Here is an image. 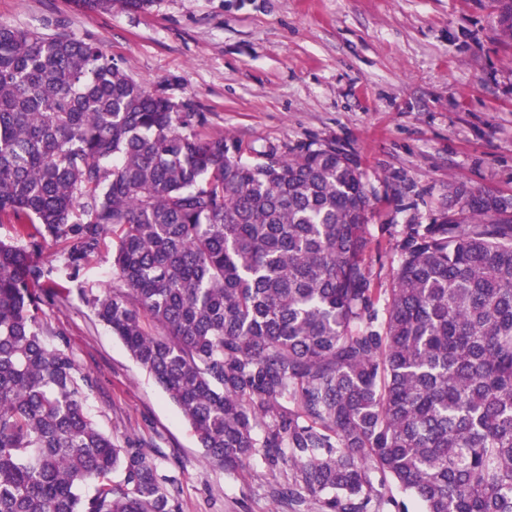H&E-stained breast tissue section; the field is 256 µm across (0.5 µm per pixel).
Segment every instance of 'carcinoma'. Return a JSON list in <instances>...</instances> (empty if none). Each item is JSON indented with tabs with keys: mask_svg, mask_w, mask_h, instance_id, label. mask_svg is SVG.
<instances>
[{
	"mask_svg": "<svg viewBox=\"0 0 512 512\" xmlns=\"http://www.w3.org/2000/svg\"><path fill=\"white\" fill-rule=\"evenodd\" d=\"M203 124L95 43L0 26V221L28 242L0 240V512H175L43 340L48 240L75 273L107 234L122 287L85 301L224 470L286 457L320 512H409L376 479L421 512H512V199L448 183V220L407 225L376 288L355 160L245 162Z\"/></svg>",
	"mask_w": 512,
	"mask_h": 512,
	"instance_id": "1",
	"label": "carcinoma"
}]
</instances>
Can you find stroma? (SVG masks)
Returning <instances> with one entry per match:
<instances>
[{
    "label": "stroma",
    "mask_w": 512,
    "mask_h": 512,
    "mask_svg": "<svg viewBox=\"0 0 512 512\" xmlns=\"http://www.w3.org/2000/svg\"><path fill=\"white\" fill-rule=\"evenodd\" d=\"M495 0H153L87 12L72 0H0V26L99 43L125 72L201 112L202 134L242 158L332 144L352 155L370 199L367 263L386 288L408 224H434L448 185L512 197V43ZM71 244L49 242L47 345L92 383L84 407L114 444L169 479L178 512H318L278 496L283 462L235 472L208 459L181 411L98 322L83 294L112 290V240L69 276Z\"/></svg>",
    "instance_id": "35a3bbf8"
}]
</instances>
